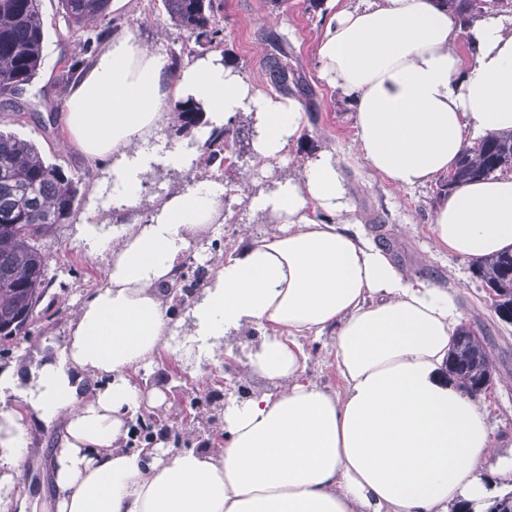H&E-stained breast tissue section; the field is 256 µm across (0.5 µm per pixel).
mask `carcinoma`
I'll return each instance as SVG.
<instances>
[{"instance_id":"obj_1","label":"carcinoma","mask_w":512,"mask_h":512,"mask_svg":"<svg viewBox=\"0 0 512 512\" xmlns=\"http://www.w3.org/2000/svg\"><path fill=\"white\" fill-rule=\"evenodd\" d=\"M176 29L195 40L218 49L224 43L223 29L215 15V0H161ZM463 25L489 16L492 12H512V0H435ZM62 17L70 27L82 28L88 22L108 15L110 0H59ZM274 53L266 58L265 69L275 90L283 95L298 91L309 97L296 79L289 78L286 53L274 31L265 33ZM45 32L40 0H0V96L14 95L20 85H29L38 76ZM200 108L189 100L176 101L167 136L179 138L190 133L201 120ZM234 132L215 128L201 149L207 163L224 165V151L234 149ZM512 172V134L491 135L465 148L455 169L448 174L444 193L480 177ZM89 173L72 174L48 162L36 144L0 131V340H13L29 333L36 308L45 292L47 239L57 224L73 217L79 202L80 186ZM478 287L494 288L499 301L494 309L502 322L512 314V253L501 254L477 266ZM204 286V274L186 273L173 288L184 293ZM449 375L467 394L474 396L475 385L493 372L485 337L467 339L451 352ZM165 430L163 420L137 412L126 443L128 448H150Z\"/></svg>"}]
</instances>
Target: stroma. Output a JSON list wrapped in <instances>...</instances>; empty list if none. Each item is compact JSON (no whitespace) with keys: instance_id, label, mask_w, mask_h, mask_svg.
<instances>
[{"instance_id":"35a3bbf8","label":"stroma","mask_w":512,"mask_h":512,"mask_svg":"<svg viewBox=\"0 0 512 512\" xmlns=\"http://www.w3.org/2000/svg\"><path fill=\"white\" fill-rule=\"evenodd\" d=\"M218 20L224 29V58L238 67L240 77L265 95L274 90L266 80L264 63L269 51L261 34L267 30L280 33L286 40L288 66L311 89V100H299L297 108L305 115L299 137L289 145L293 160L289 163L259 164L250 157L234 158L218 173L219 182L231 195L226 212L224 234L209 230L204 240L225 237L233 247H240L243 235L256 238L270 233L274 224L270 216L246 203L247 192L265 190L270 177L284 180L300 177L307 160L329 151L338 160L349 205L360 216V229L373 243L387 241L386 252L405 276L456 292L465 323L485 336L494 370V387L477 400L487 412L495 451L480 473L512 490V324L500 322L492 313L484 291L472 278L471 263L436 246L432 233L433 212L441 199L440 181L412 189L397 190L379 173L356 157V129L352 106L339 89L329 86L318 75L315 56L317 42L329 18L325 9H309L307 0H283L272 8L269 0H221ZM45 27V48L37 79L10 101H0V130L33 141L43 157L65 170L83 174L93 171L80 187V201L70 223L57 225L48 240V287L37 308L36 318L27 336L17 341H0V369L11 363L32 359L41 343L63 344L74 312L104 283L107 256L91 252L90 232L109 236L116 224L88 227L83 222L91 196L104 192L107 183L105 166L85 158L69 145V133L62 116L64 96L55 85L65 66L87 57V47L103 28L112 32H133L138 39L163 58L179 55L182 61L210 55L208 45L195 42L174 28L161 0H111L106 18L89 22L84 28H69L62 18L57 0H41ZM213 173L204 157H197L193 167L177 171L155 167L144 185L136 209L138 217H147L154 209L160 191L190 189L195 178ZM250 344L234 335L222 340L215 358L190 364L178 354L163 349L156 355L144 375L136 379L143 394L162 391L166 399L156 410L159 417L177 420L181 447L214 448L222 443L224 420V369L227 356L248 353ZM185 373L201 393L207 394L206 409L190 408L184 390L178 389L176 373ZM34 451L20 464L21 482L13 492L0 491V512H18L20 497L39 501L52 472L54 447L61 429L57 426L31 425Z\"/></svg>"}]
</instances>
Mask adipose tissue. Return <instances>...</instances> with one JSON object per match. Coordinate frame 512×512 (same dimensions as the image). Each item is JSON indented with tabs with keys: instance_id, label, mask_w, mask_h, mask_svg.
<instances>
[{
	"instance_id": "ef3b65f1",
	"label": "adipose tissue",
	"mask_w": 512,
	"mask_h": 512,
	"mask_svg": "<svg viewBox=\"0 0 512 512\" xmlns=\"http://www.w3.org/2000/svg\"><path fill=\"white\" fill-rule=\"evenodd\" d=\"M316 46L319 75L353 105L358 157L398 189L448 174L471 138L512 130V24L495 16L463 27L434 0H333ZM468 45L462 56L460 45ZM199 104L211 129L242 112L261 160H281L303 114L260 94L220 58L178 69L132 32L114 35L68 93L63 122L86 158L106 165L124 212L105 283L70 323L65 346L33 365L0 371L36 421H62L52 450L54 512H448L491 492L479 467L492 447L484 408L444 378L462 322L454 291L406 278L382 248L352 231L333 154L301 180L255 198L276 232L248 239L218 265L173 326L165 289L192 241L224 221V191L204 178L161 200L149 223L134 211L146 174L182 168L188 146L157 153L171 101ZM436 242L469 260L512 249V176L459 186L433 214ZM266 328L249 370L278 393L224 409L219 448L168 454L120 448L144 403L130 381L174 333L191 359H208L245 324ZM329 335L343 384L307 376L301 340ZM31 438L21 415L0 413V488L14 487Z\"/></svg>"
}]
</instances>
